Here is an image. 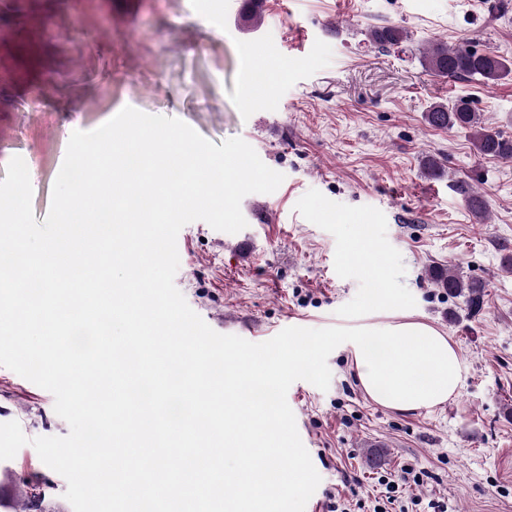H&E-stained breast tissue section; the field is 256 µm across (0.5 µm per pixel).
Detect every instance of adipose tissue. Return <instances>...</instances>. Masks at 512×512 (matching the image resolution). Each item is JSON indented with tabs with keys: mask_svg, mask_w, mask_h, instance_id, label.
<instances>
[{
	"mask_svg": "<svg viewBox=\"0 0 512 512\" xmlns=\"http://www.w3.org/2000/svg\"><path fill=\"white\" fill-rule=\"evenodd\" d=\"M351 348L360 386L391 409L437 407L462 383L463 364L450 339L421 322L372 325Z\"/></svg>",
	"mask_w": 512,
	"mask_h": 512,
	"instance_id": "adipose-tissue-1",
	"label": "adipose tissue"
}]
</instances>
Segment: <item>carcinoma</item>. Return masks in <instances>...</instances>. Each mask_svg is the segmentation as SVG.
I'll list each match as a JSON object with an SVG mask.
<instances>
[{"label": "carcinoma", "instance_id": "carcinoma-1", "mask_svg": "<svg viewBox=\"0 0 512 512\" xmlns=\"http://www.w3.org/2000/svg\"><path fill=\"white\" fill-rule=\"evenodd\" d=\"M371 36L375 42L389 45H397L407 38L405 31L395 26L377 27L372 30ZM422 62L430 73L450 80L467 77L492 83L512 73V62L492 51L478 53L460 46L450 48L441 43L423 52ZM425 121L438 129L470 131L473 146L482 156L512 159V141L482 125L478 113L464 99L450 106L433 104L425 113ZM428 275L436 287L447 290L448 294L463 295L471 305H480L484 289L482 282L466 280L461 273L439 266L430 267Z\"/></svg>", "mask_w": 512, "mask_h": 512}]
</instances>
